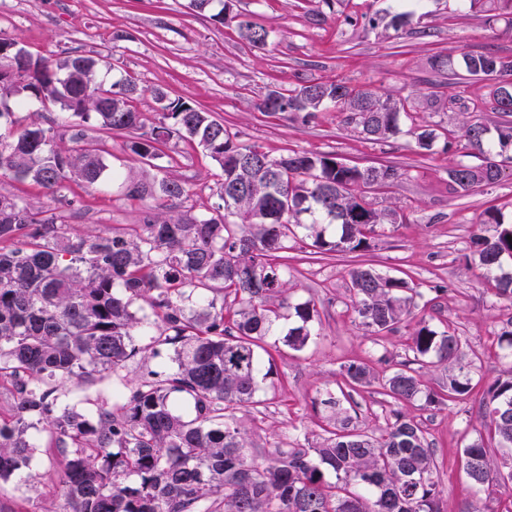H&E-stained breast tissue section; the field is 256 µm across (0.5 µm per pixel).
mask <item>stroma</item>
<instances>
[{
    "label": "stroma",
    "mask_w": 512,
    "mask_h": 512,
    "mask_svg": "<svg viewBox=\"0 0 512 512\" xmlns=\"http://www.w3.org/2000/svg\"><path fill=\"white\" fill-rule=\"evenodd\" d=\"M189 0H0V37L15 40L32 57L55 60L79 52L99 60L105 84L134 79L141 94L135 108L145 126L159 118L153 90L166 88L203 111L224 120L239 140L262 146L273 156L289 151L330 152L357 166L389 162L400 179L370 194L375 208L392 207L402 223L377 227L367 250L322 257L311 240L288 253V286L293 302H311L317 315L312 336L299 351L282 348L273 373L260 380L259 411L246 414L242 427L255 446L303 444L321 440L329 414L320 404L344 386V365L363 362L377 372H392L408 355L417 320L436 329L452 327L462 338L454 363L486 387L512 370V352L501 349L497 335L512 317V303L495 294L496 282L466 265L471 239L480 233V216L498 209L512 222V163L501 181L466 194L452 193L449 166L464 161L459 144L464 120L487 126L501 122L487 98V82L468 75L440 74L434 56L465 51L512 54V29L505 21L486 25L483 16L459 10L456 0H418L408 6L400 29L365 30L374 14H394L395 0H334L324 22L312 16L311 0H232L235 14L265 25L270 38L257 49L242 41L234 24L213 21L193 11ZM339 81L406 100L414 120L435 128L431 152L419 154L411 134L385 141L364 139L344 125L336 110L317 112L302 122L292 113L265 114L257 102L272 89L305 81ZM436 102H428V95ZM121 134L106 139L105 161L111 171L98 187L69 182L65 202L52 200L36 185L0 176V194L33 207L52 210L78 234L104 233L117 224L142 223L151 199L128 197L127 175L150 182L173 177L188 194L177 209L209 213L222 172L199 147L172 141L166 156L148 166L126 151ZM453 142L444 151L445 142ZM359 263L394 277L412 280L419 291L410 319L378 337L360 325L350 307L349 270ZM352 424L372 432L384 426L391 409L376 387L358 388ZM407 417L422 423L435 449L443 512H512L507 493L472 487L460 450L480 440L497 458L512 457L498 448L478 399L469 397L436 407L414 401L401 404ZM52 456L40 454L31 479L0 485V512H61Z\"/></svg>",
    "instance_id": "1"
}]
</instances>
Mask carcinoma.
Segmentation results:
<instances>
[{
    "mask_svg": "<svg viewBox=\"0 0 512 512\" xmlns=\"http://www.w3.org/2000/svg\"><path fill=\"white\" fill-rule=\"evenodd\" d=\"M494 3L487 13L486 2ZM230 0H190L197 12L226 23ZM512 28V0H460ZM239 37L254 48L267 45L268 29L236 21ZM24 48L0 39V174L32 182L59 195L76 178L89 186L104 180L102 139L87 135L95 115L105 134H128L127 151L153 165L171 139L202 148L219 166V202L206 215H171L169 203L187 195L185 185L165 177L146 186L130 176L129 196H150L153 213L143 223L117 224L103 234L77 235L53 214L0 195V387L10 412L0 416V483L32 467L39 448L58 462L62 512H442L434 452L418 422L396 409L379 433L351 426L350 417L320 442L249 453L240 414L256 409L258 377L273 365L280 346L302 350L311 337L314 309L289 302L284 260L302 238L325 256L352 254L368 246L380 224H396L391 208L376 209L368 194L400 178L392 164L359 168L322 152L272 157L261 146L237 140L224 121L181 97L154 89L161 117L144 130L133 106L131 80L110 86L98 80L100 64L80 54L55 62L27 57ZM440 72L460 67L494 81L493 109L512 113V55L468 51L458 60L437 58ZM45 97L67 118L20 124L10 105ZM331 104L342 122L367 140L402 133L405 103L370 88L333 81H307L267 93L258 109L291 112L307 121ZM422 150L435 129L408 130ZM68 137L70 145L58 141ZM463 148L473 164L448 168L455 192L496 184L502 153L512 145V121L490 136L482 122L463 124ZM480 223L489 235L472 241L469 264L491 273L512 256V225L489 208ZM351 307L371 333L389 332L410 315L417 285L358 264L349 271ZM144 300L150 312L131 310ZM295 316L299 325L268 342L273 326ZM149 343L142 346V337ZM414 360L457 358L461 338L448 327L417 322L410 337ZM141 375L79 411L59 402L57 387L96 377L121 378L143 350ZM412 360V361H414ZM412 361L378 376L365 363L344 366L354 390L378 383L390 402L442 405L473 393L477 385L452 372L441 392L425 388ZM481 402L501 448L512 447V373L482 389ZM43 428L47 442L34 430ZM469 479L480 491L509 488L490 448L474 441L462 448ZM333 473L330 482L326 474Z\"/></svg>",
    "mask_w": 512,
    "mask_h": 512,
    "instance_id": "obj_1",
    "label": "carcinoma"
}]
</instances>
